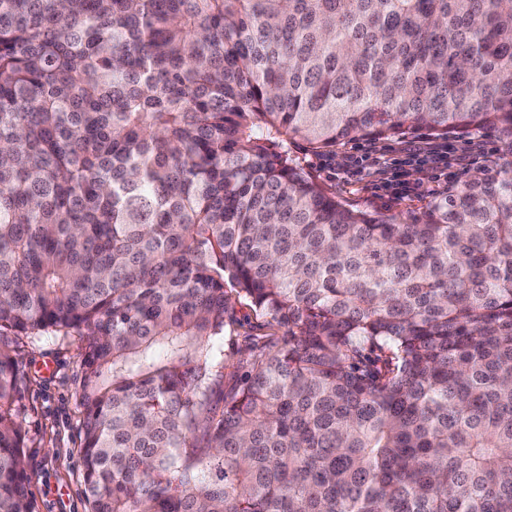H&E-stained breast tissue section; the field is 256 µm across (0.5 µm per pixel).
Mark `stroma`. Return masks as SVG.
Returning <instances> with one entry per match:
<instances>
[{
  "label": "stroma",
  "instance_id": "35a3bbf8",
  "mask_svg": "<svg viewBox=\"0 0 512 512\" xmlns=\"http://www.w3.org/2000/svg\"><path fill=\"white\" fill-rule=\"evenodd\" d=\"M355 144L336 152L334 167L307 154L311 174L349 207L374 213L418 216L427 198L391 200L373 196L364 185L344 186L340 165ZM4 343L17 361L16 412L26 431L25 464L37 512H87L80 459L83 413L78 403L84 378V344L76 336H8Z\"/></svg>",
  "mask_w": 512,
  "mask_h": 512
}]
</instances>
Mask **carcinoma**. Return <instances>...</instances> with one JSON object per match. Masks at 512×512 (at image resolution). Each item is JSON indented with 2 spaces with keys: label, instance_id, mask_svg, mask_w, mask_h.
<instances>
[{
  "label": "carcinoma",
  "instance_id": "carcinoma-1",
  "mask_svg": "<svg viewBox=\"0 0 512 512\" xmlns=\"http://www.w3.org/2000/svg\"><path fill=\"white\" fill-rule=\"evenodd\" d=\"M467 132L512 0H0V337L84 338L89 512H512V166L404 220L294 151Z\"/></svg>",
  "mask_w": 512,
  "mask_h": 512
}]
</instances>
